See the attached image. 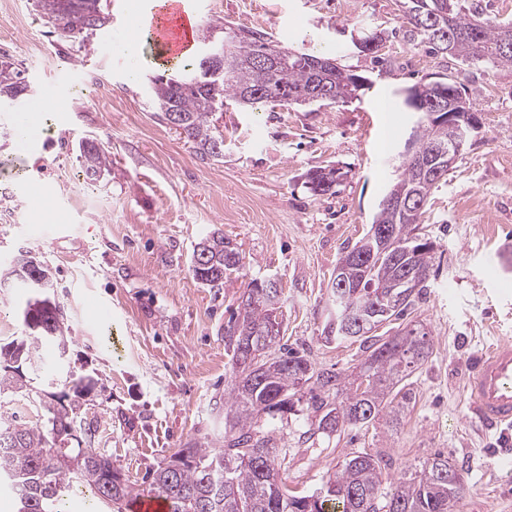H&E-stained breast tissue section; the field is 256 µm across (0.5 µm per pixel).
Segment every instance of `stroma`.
<instances>
[{
    "label": "stroma",
    "mask_w": 512,
    "mask_h": 512,
    "mask_svg": "<svg viewBox=\"0 0 512 512\" xmlns=\"http://www.w3.org/2000/svg\"><path fill=\"white\" fill-rule=\"evenodd\" d=\"M201 19L268 34L274 44L336 59L366 77L345 103L225 106L224 157L201 158L151 101L148 35L113 52L108 31L92 48L64 42L34 0H0V57L31 80V96L54 94L68 72L66 109L38 112L30 130L48 144L24 151L0 104V277L19 253L52 274L70 353L59 362L41 346L23 389L0 393V424L35 422L47 390L67 373H94L76 435L90 421L94 447L131 481L167 462L188 441L220 446L230 374L224 323L252 279L282 288L284 339L318 371L354 374L368 355L361 341L329 342L324 328L336 266L366 234L417 121L403 88L449 73L473 94L482 127L431 190L419 226L435 245L427 288L400 325L434 338L410 379L411 403L397 424L378 420L327 436L307 402L265 422L282 482L297 495L324 487L348 454L380 455L396 478L437 455L463 477L457 512H512V457L496 462L497 431L468 412L472 355L493 337L512 338V70L458 66L429 56L397 33V0H193ZM385 36L379 55L356 47ZM112 160L85 175L80 145ZM333 166L335 193L308 188L310 170ZM46 196L23 206L27 181ZM233 241L244 267L209 288L194 279L195 245L214 230Z\"/></svg>",
    "instance_id": "35a3bbf8"
}]
</instances>
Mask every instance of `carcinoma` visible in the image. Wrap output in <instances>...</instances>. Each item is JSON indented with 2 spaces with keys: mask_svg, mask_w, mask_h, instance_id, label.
I'll return each instance as SVG.
<instances>
[{
  "mask_svg": "<svg viewBox=\"0 0 512 512\" xmlns=\"http://www.w3.org/2000/svg\"><path fill=\"white\" fill-rule=\"evenodd\" d=\"M47 21L58 26L62 41L84 44L108 23L107 0H37ZM404 13L420 18L416 25L403 26L407 41L434 56L453 57L464 63L484 62L512 69V50L500 44L512 37V21L483 16L464 0H404ZM204 49L228 50L220 72L202 68L198 53L176 64L180 76H151V95L156 109L167 116L182 118L181 131L203 157H224V134L217 126L216 113L224 101L240 106L272 102L277 105L309 103L315 90V75L302 62L303 53L279 47L259 30L216 25L203 28ZM276 54V69L260 65L259 59ZM358 75L341 66L326 77L324 87L336 103L357 96L363 85ZM30 88L24 71L8 60H0V98L15 101ZM448 143V131L426 123L415 134L417 153L426 155ZM82 165L95 177L109 169V156L92 141L82 144ZM439 179L430 177L415 158H404L390 192L413 197L416 213L405 217L384 208L374 223L386 225L395 234L397 247L408 248V262L424 274L419 288L409 292L399 286L405 265L375 256L366 265L368 240L362 237L339 260L349 287L332 294L333 316L327 326L329 340H357L346 332L347 323H375L376 313L389 306L392 296L406 295L401 308L386 319L397 320L420 295L433 266L434 244L419 232L431 188ZM212 264L203 272L192 270L194 278L209 288H221L224 278L243 267L241 253L224 236L214 233L201 240ZM24 309L36 313L41 328L37 335L45 342L67 340L55 303L36 296ZM235 319L224 325L225 347L231 352L233 368L224 396V441L218 448L187 442L174 455L182 457L173 471L158 467L149 491L170 503V512H448L461 498V475L448 458L439 455L419 468L388 482L382 460L368 452H354L342 469L326 483V490L311 496H295L283 489L276 469V448L270 433L262 430L264 417H275L294 407L301 394L298 372L309 371L311 407L318 414L317 431L331 435L349 426H369L386 417L398 421L411 401L409 379L429 357L433 341L428 333L404 327L392 336L372 343L373 350L361 364L358 377L346 379L334 371H315L308 359L290 351L272 355L282 337L268 333L275 303L256 288L248 289ZM80 408L48 402L43 418L6 429L10 443L0 444V483L16 496L18 512H58L64 486L85 487L100 501L129 503L140 495L135 483L122 477L111 456L99 449L68 448L66 440Z\"/></svg>",
  "mask_w": 512,
  "mask_h": 512,
  "instance_id": "cac0c4a2",
  "label": "carcinoma"
}]
</instances>
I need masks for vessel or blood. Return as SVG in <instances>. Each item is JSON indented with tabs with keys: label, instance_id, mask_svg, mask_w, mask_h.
<instances>
[{
	"label": "vessel or blood",
	"instance_id": "1",
	"mask_svg": "<svg viewBox=\"0 0 512 512\" xmlns=\"http://www.w3.org/2000/svg\"><path fill=\"white\" fill-rule=\"evenodd\" d=\"M128 24H149L156 55L167 60L193 51L199 15L191 0H142L127 15ZM470 410L483 425L512 432V340L497 342L471 362L468 380Z\"/></svg>",
	"mask_w": 512,
	"mask_h": 512
}]
</instances>
